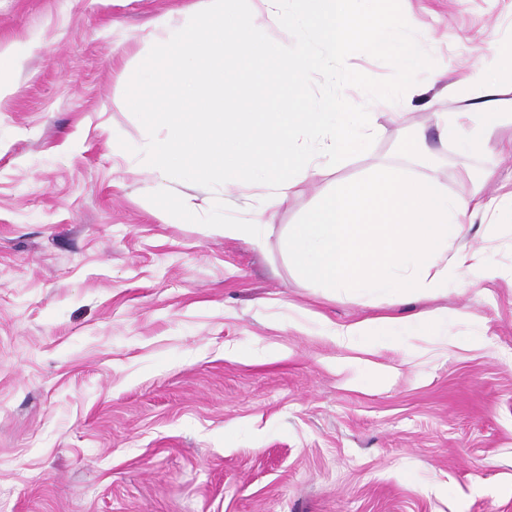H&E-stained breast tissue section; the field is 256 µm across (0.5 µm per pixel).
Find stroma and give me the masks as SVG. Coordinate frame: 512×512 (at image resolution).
I'll return each instance as SVG.
<instances>
[{"mask_svg": "<svg viewBox=\"0 0 512 512\" xmlns=\"http://www.w3.org/2000/svg\"><path fill=\"white\" fill-rule=\"evenodd\" d=\"M188 2L0 0V45L28 49L0 101V512H512V288L325 300L283 246L336 178L411 166L417 132L467 194L433 120L457 102L414 101L398 127L376 103L386 134L277 208L264 250L159 218L125 76ZM401 8L452 80L512 40V0ZM469 242L512 273V223ZM426 311L455 344L322 332Z\"/></svg>", "mask_w": 512, "mask_h": 512, "instance_id": "35a3bbf8", "label": "stroma"}]
</instances>
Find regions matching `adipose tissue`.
I'll return each instance as SVG.
<instances>
[{
  "label": "adipose tissue",
  "mask_w": 512,
  "mask_h": 512,
  "mask_svg": "<svg viewBox=\"0 0 512 512\" xmlns=\"http://www.w3.org/2000/svg\"><path fill=\"white\" fill-rule=\"evenodd\" d=\"M433 87L464 104L462 110L439 112L435 118L441 140L452 141L459 151L460 175L471 182V192L448 195L431 175H412L393 165L337 182L285 239L304 281L323 297L374 288L396 300H416L446 293L473 274L498 279V272L484 269L480 250L464 237L468 226L490 213L499 223H512V202L483 193L494 170L476 171L469 164L492 146L512 157V141H492L505 117L502 96L512 87V41L500 46L493 61L475 62L456 80H449L447 70L432 71L428 85L415 87L413 94L425 97ZM441 323V317L429 315L370 325L328 323L324 332L342 344L383 342L432 336Z\"/></svg>",
  "instance_id": "ef3b65f1"
}]
</instances>
